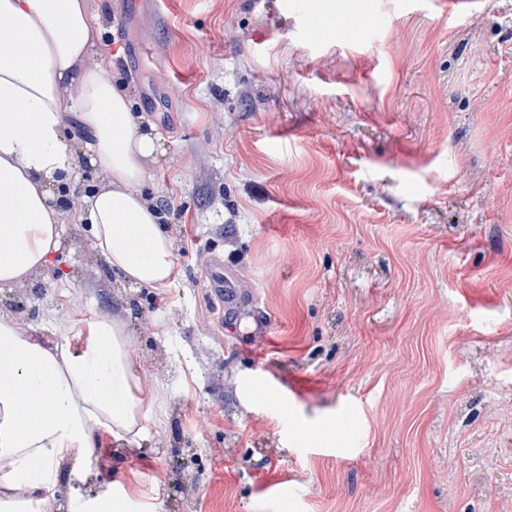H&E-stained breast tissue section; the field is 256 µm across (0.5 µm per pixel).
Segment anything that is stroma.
Wrapping results in <instances>:
<instances>
[{"mask_svg": "<svg viewBox=\"0 0 512 512\" xmlns=\"http://www.w3.org/2000/svg\"><path fill=\"white\" fill-rule=\"evenodd\" d=\"M88 6L165 138L142 191L176 278L84 264L68 211L56 267L0 290L43 340L122 323L149 379L139 436L99 433L86 487L134 512H278L280 485L290 512H512V0ZM360 8L372 37L324 22ZM256 317L249 347L232 328ZM261 375L301 383L287 411L253 399ZM211 288H214V294L222 302V297H226L229 301L232 300L234 291L231 288H235L231 281H225L224 283V263L216 260L209 273ZM224 288H227L226 291Z\"/></svg>", "mask_w": 512, "mask_h": 512, "instance_id": "stroma-1", "label": "stroma"}]
</instances>
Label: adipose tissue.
I'll use <instances>...</instances> for the list:
<instances>
[{"mask_svg": "<svg viewBox=\"0 0 512 512\" xmlns=\"http://www.w3.org/2000/svg\"><path fill=\"white\" fill-rule=\"evenodd\" d=\"M97 31L86 0H0V289L54 264L62 231L54 189L67 182V116L88 134L89 162L107 181L81 199L80 223L131 285L169 286L171 240L142 186L163 137L103 65L85 66ZM119 323L86 322L41 341L0 316V512H39L56 500L58 467L86 475L98 431L133 440L147 382L131 365ZM35 413L22 415L24 403ZM68 512H126L111 490L69 487Z\"/></svg>", "mask_w": 512, "mask_h": 512, "instance_id": "obj_1", "label": "adipose tissue"}]
</instances>
